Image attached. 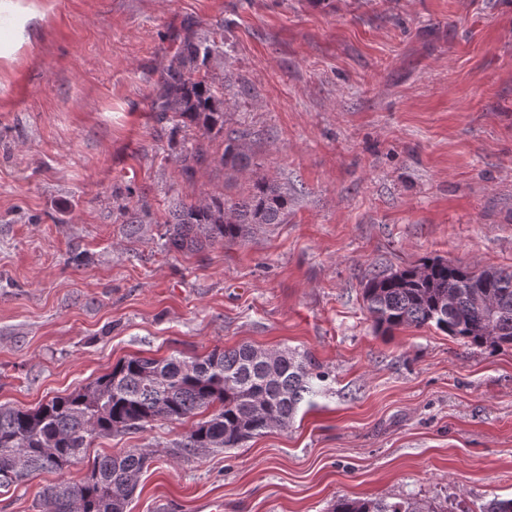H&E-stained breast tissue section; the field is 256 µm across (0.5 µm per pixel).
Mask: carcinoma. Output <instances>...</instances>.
Masks as SVG:
<instances>
[{"label":"carcinoma","instance_id":"1","mask_svg":"<svg viewBox=\"0 0 512 512\" xmlns=\"http://www.w3.org/2000/svg\"><path fill=\"white\" fill-rule=\"evenodd\" d=\"M177 46L153 83L151 111L182 136L177 160L190 179L196 168L217 162L244 172L251 166L247 133H224V83L210 76L219 54L215 39L194 21L172 38ZM197 131L190 138L187 132ZM224 136V150L211 156L207 140ZM292 195L264 177L251 180L248 194L228 204L213 194L199 203L177 201L165 215V244L202 252L243 240L253 224H284ZM128 235L143 232L151 205L140 198L123 206ZM363 305L384 332L431 326L476 347L512 349V273L426 257L396 272L365 275ZM325 373L307 352H267L251 344L215 349L203 358L131 357L82 388L34 409L0 404V496L35 474L61 473L101 436L143 430L155 422H182L204 410L176 442L188 456L236 448L274 429L286 430L302 404L321 392ZM153 462L140 448L94 459L78 484L61 479L46 487L37 512H126L139 474ZM330 512H432L413 499L334 501Z\"/></svg>","mask_w":512,"mask_h":512}]
</instances>
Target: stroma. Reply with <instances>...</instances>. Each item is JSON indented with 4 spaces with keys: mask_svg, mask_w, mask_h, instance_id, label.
Wrapping results in <instances>:
<instances>
[{
    "mask_svg": "<svg viewBox=\"0 0 512 512\" xmlns=\"http://www.w3.org/2000/svg\"><path fill=\"white\" fill-rule=\"evenodd\" d=\"M37 33L0 59V404L34 408L131 356L241 343L326 374L292 426L175 456L191 422L92 441L84 462L0 496L35 512L59 479L152 454L128 512H328L411 497L479 512L512 496V350L431 327L384 336L367 270L440 256L512 270V0H32ZM223 38L224 129L249 172L179 171L148 96L185 20ZM287 185L283 224L200 253L165 247L174 200ZM155 221L125 233L126 190ZM84 263H73L76 253Z\"/></svg>",
    "mask_w": 512,
    "mask_h": 512,
    "instance_id": "stroma-1",
    "label": "stroma"
}]
</instances>
